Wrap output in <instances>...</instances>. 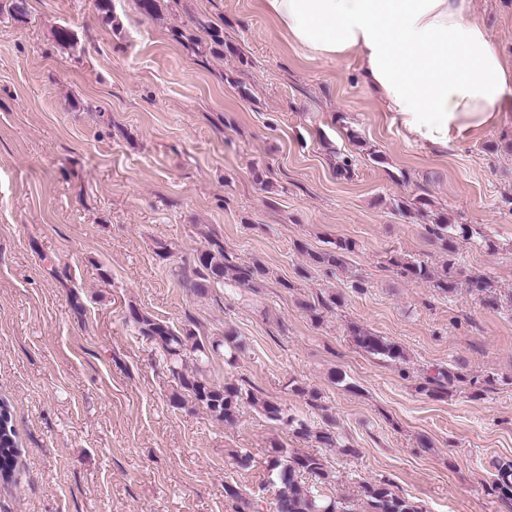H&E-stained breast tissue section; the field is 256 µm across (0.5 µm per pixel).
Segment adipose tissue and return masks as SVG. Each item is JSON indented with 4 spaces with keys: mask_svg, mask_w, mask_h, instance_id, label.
<instances>
[{
    "mask_svg": "<svg viewBox=\"0 0 512 512\" xmlns=\"http://www.w3.org/2000/svg\"><path fill=\"white\" fill-rule=\"evenodd\" d=\"M289 43L313 59L360 56L364 85L417 140L499 121L512 103V63L470 0H261Z\"/></svg>",
    "mask_w": 512,
    "mask_h": 512,
    "instance_id": "adipose-tissue-1",
    "label": "adipose tissue"
}]
</instances>
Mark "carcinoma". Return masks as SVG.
<instances>
[{"mask_svg": "<svg viewBox=\"0 0 512 512\" xmlns=\"http://www.w3.org/2000/svg\"><path fill=\"white\" fill-rule=\"evenodd\" d=\"M418 215L431 219L430 232L440 248L448 254L445 274L435 278L431 270L423 264L407 263L405 270L413 278L431 281L434 287L443 293H451L458 286L454 276L455 255L459 241L470 239V230L465 224H452L448 217L436 213L428 214L427 202L418 200ZM357 243L348 238L338 239L334 247L326 251L310 254L312 263L333 273L344 268L345 254L356 249ZM198 280L192 288L202 293L211 288L236 286L253 288L263 279L266 269L255 263L240 266L232 263L231 257L224 251V244L210 239L207 246L196 255ZM130 317L138 325L139 334L158 344L166 355L167 370L176 383V391L171 402L178 408L191 402L201 406L218 422L233 425L237 422L243 406L248 405L268 419L280 423L303 439H311L328 448L336 444V438L327 429H314L305 422L288 413L280 404L258 397L255 392L239 383L215 385L202 373V366L209 361L211 353L223 348L227 352L240 349L235 334L224 331V337L204 343L197 339L191 329L178 331L166 322L135 308ZM353 341L361 350L383 356L392 361L405 359L403 349L396 343L386 340L362 327L351 329ZM195 369H187V363ZM455 375L440 370L433 376L424 378L420 389L432 395L447 392ZM19 448L12 425L11 405L0 401V480L8 483L15 477ZM268 470L275 476L278 484L276 512H354L350 502L329 496L324 488L332 485L336 476L328 469L324 459L316 454L299 453L282 447H273L268 460ZM314 478V482L305 481V476ZM498 488L512 491V461L498 464ZM363 493L369 512H421L411 499L393 492L381 484L363 486Z\"/></svg>", "mask_w": 512, "mask_h": 512, "instance_id": "obj_1", "label": "carcinoma"}]
</instances>
